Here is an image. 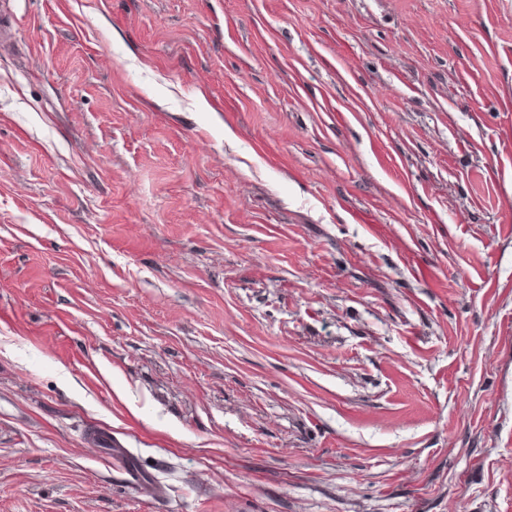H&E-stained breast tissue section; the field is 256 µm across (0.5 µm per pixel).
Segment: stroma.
Returning <instances> with one entry per match:
<instances>
[{"label": "stroma", "mask_w": 512, "mask_h": 512, "mask_svg": "<svg viewBox=\"0 0 512 512\" xmlns=\"http://www.w3.org/2000/svg\"><path fill=\"white\" fill-rule=\"evenodd\" d=\"M0 5V512H512V0Z\"/></svg>", "instance_id": "obj_1"}]
</instances>
